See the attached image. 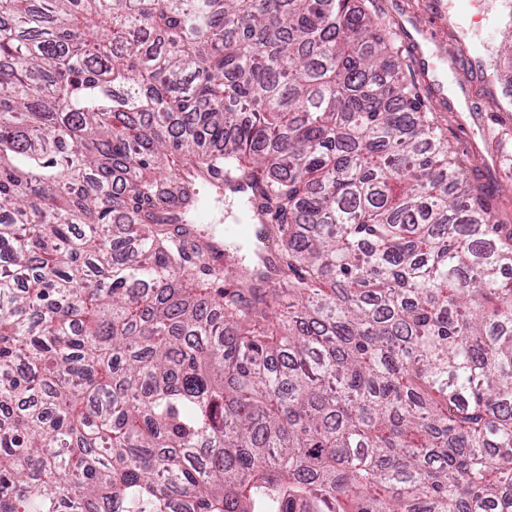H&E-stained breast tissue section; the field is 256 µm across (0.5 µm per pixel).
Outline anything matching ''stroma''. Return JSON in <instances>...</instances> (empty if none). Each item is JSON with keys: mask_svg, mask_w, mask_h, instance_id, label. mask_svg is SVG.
<instances>
[{"mask_svg": "<svg viewBox=\"0 0 512 512\" xmlns=\"http://www.w3.org/2000/svg\"><path fill=\"white\" fill-rule=\"evenodd\" d=\"M368 7L393 31L404 72L430 110L437 112L449 148L462 161L464 180L482 184L484 199L499 222L512 224V113L495 125L494 143L480 123L503 100L505 90H512V46L485 42L479 62L470 70L456 46L468 36L485 41L483 23L462 30L438 22L431 0H369ZM408 37L428 57L430 69L418 67L404 49Z\"/></svg>", "mask_w": 512, "mask_h": 512, "instance_id": "35a3bbf8", "label": "stroma"}]
</instances>
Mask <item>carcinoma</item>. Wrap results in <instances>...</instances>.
<instances>
[{"mask_svg": "<svg viewBox=\"0 0 512 512\" xmlns=\"http://www.w3.org/2000/svg\"><path fill=\"white\" fill-rule=\"evenodd\" d=\"M455 166L358 0H0V512H512ZM215 167L282 238L243 288L168 227Z\"/></svg>", "mask_w": 512, "mask_h": 512, "instance_id": "1", "label": "carcinoma"}]
</instances>
